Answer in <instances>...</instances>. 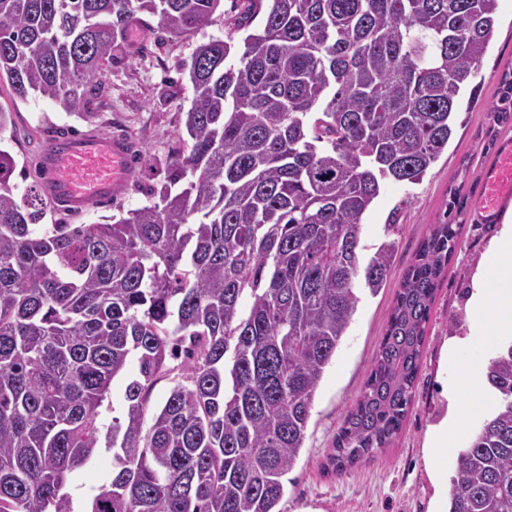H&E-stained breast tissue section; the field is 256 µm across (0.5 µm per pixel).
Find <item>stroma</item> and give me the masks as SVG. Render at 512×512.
<instances>
[{
	"instance_id": "obj_1",
	"label": "stroma",
	"mask_w": 512,
	"mask_h": 512,
	"mask_svg": "<svg viewBox=\"0 0 512 512\" xmlns=\"http://www.w3.org/2000/svg\"><path fill=\"white\" fill-rule=\"evenodd\" d=\"M245 0H222L210 20L190 36L164 33L156 17L131 20L112 48V60L96 93L85 106L93 121L61 110L51 100L32 95L21 101L0 82V107L12 114L6 148L26 184L40 183L34 160L47 141L60 134L95 131L121 134L134 142L129 181L112 200L81 216L48 210L49 224H91L148 204V194L164 180L166 166L183 147L184 113L191 102L189 64L197 45L211 39L242 45L259 20L236 27ZM470 108L455 114L454 131L439 160L415 183L385 182L362 218L361 244L372 254L385 239L397 243L393 265L377 295L362 293L345 336L316 391L300 457L284 478L282 512H442L450 492L454 459L429 464L427 439L446 418L469 426L482 422L471 406L467 385L449 393L458 377L454 335H469L473 322L470 295L482 257L498 236L500 224L479 221L476 202L481 173L492 163L502 140L512 139V0H499L497 22L476 79ZM457 208L459 245L448 260L432 306L413 399L393 445L373 461L336 475L325 464L343 418L360 397L379 349L389 313L406 268L432 224L448 205ZM459 315L457 333L448 330L450 315ZM112 478V455L78 472L67 491L75 512H83L97 488Z\"/></svg>"
}]
</instances>
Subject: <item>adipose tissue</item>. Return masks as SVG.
<instances>
[{
  "label": "adipose tissue",
  "instance_id": "ef3b65f1",
  "mask_svg": "<svg viewBox=\"0 0 512 512\" xmlns=\"http://www.w3.org/2000/svg\"><path fill=\"white\" fill-rule=\"evenodd\" d=\"M512 225L502 228L488 249L484 269L479 272L471 294V309L477 326H489L494 336L512 339Z\"/></svg>",
  "mask_w": 512,
  "mask_h": 512
}]
</instances>
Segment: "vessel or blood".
Returning <instances> with one entry per match:
<instances>
[{"instance_id": "b4317fda", "label": "vessel or blood", "mask_w": 512, "mask_h": 512, "mask_svg": "<svg viewBox=\"0 0 512 512\" xmlns=\"http://www.w3.org/2000/svg\"><path fill=\"white\" fill-rule=\"evenodd\" d=\"M131 146L122 137L87 132L50 141L37 159L53 208L81 214L109 200L130 177ZM483 194L477 210L485 223L496 222L512 198V141H504L496 162L481 174Z\"/></svg>"}]
</instances>
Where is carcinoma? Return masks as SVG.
I'll use <instances>...</instances> for the list:
<instances>
[{"label": "carcinoma", "mask_w": 512, "mask_h": 512, "mask_svg": "<svg viewBox=\"0 0 512 512\" xmlns=\"http://www.w3.org/2000/svg\"><path fill=\"white\" fill-rule=\"evenodd\" d=\"M222 0H0V78L82 108L136 14L186 36ZM262 23L197 46L185 149L156 201L117 221L44 224V192L0 149V512H72L100 450L112 480L85 512H281L316 390L396 243L361 263L362 218L416 183L453 133L498 0H248ZM458 244L433 224L404 273L364 392L336 434L342 474L390 447ZM136 358L123 415L100 422ZM192 362L149 428L167 360ZM489 414L458 450L448 512H512V341L488 361Z\"/></svg>", "instance_id": "obj_1"}]
</instances>
